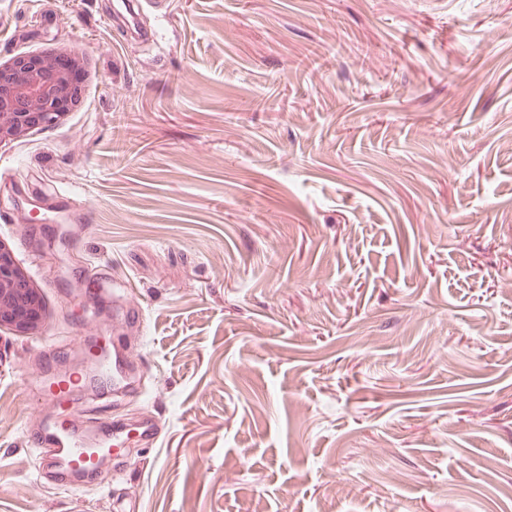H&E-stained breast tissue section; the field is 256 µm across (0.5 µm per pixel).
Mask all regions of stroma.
I'll use <instances>...</instances> for the list:
<instances>
[{
    "label": "stroma",
    "mask_w": 512,
    "mask_h": 512,
    "mask_svg": "<svg viewBox=\"0 0 512 512\" xmlns=\"http://www.w3.org/2000/svg\"><path fill=\"white\" fill-rule=\"evenodd\" d=\"M0 0V58L84 51L81 105L0 145L42 288L0 337V512H512V0ZM142 312L145 327L127 314ZM107 337L155 421L41 479L47 359Z\"/></svg>",
    "instance_id": "35a3bbf8"
}]
</instances>
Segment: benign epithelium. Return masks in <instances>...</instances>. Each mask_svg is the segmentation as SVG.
I'll return each mask as SVG.
<instances>
[{"instance_id":"obj_1","label":"benign epithelium","mask_w":512,"mask_h":512,"mask_svg":"<svg viewBox=\"0 0 512 512\" xmlns=\"http://www.w3.org/2000/svg\"><path fill=\"white\" fill-rule=\"evenodd\" d=\"M87 72L86 54L70 46L0 61V144L59 124L81 104ZM45 319L41 288L0 240V331L38 336Z\"/></svg>"}]
</instances>
